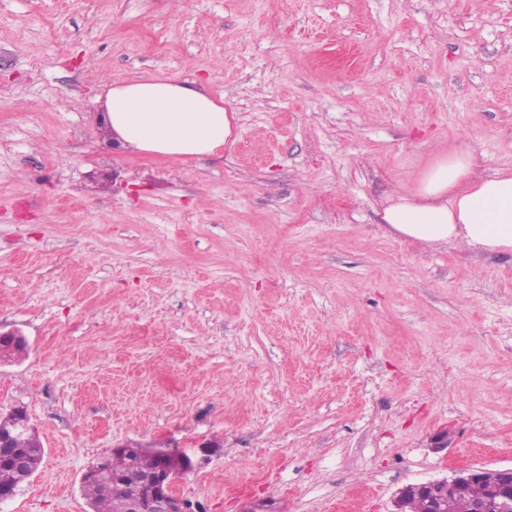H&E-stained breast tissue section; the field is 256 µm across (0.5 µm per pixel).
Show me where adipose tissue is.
Here are the masks:
<instances>
[{
    "mask_svg": "<svg viewBox=\"0 0 512 512\" xmlns=\"http://www.w3.org/2000/svg\"><path fill=\"white\" fill-rule=\"evenodd\" d=\"M105 112L121 146L140 153L210 155L232 134L223 101L175 77L113 82ZM474 166L466 152L437 157L412 191L392 196L383 223L431 247L462 242L477 251L512 253V169L481 177Z\"/></svg>",
    "mask_w": 512,
    "mask_h": 512,
    "instance_id": "adipose-tissue-1",
    "label": "adipose tissue"
}]
</instances>
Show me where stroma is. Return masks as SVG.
Here are the masks:
<instances>
[{"label": "stroma", "instance_id": "35a3bbf8", "mask_svg": "<svg viewBox=\"0 0 512 512\" xmlns=\"http://www.w3.org/2000/svg\"><path fill=\"white\" fill-rule=\"evenodd\" d=\"M151 76L233 143L112 147L108 85ZM461 151L512 167V0H0V412L45 449L0 512H88L126 444L195 459L193 512H394L512 467V255L381 220Z\"/></svg>", "mask_w": 512, "mask_h": 512}]
</instances>
